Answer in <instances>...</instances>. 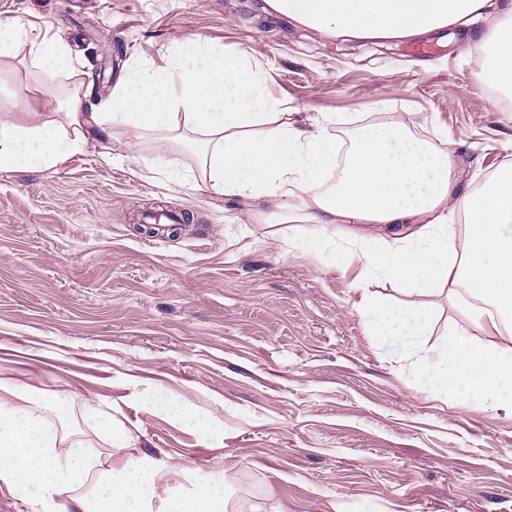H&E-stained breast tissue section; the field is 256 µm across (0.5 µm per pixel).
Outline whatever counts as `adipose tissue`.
<instances>
[{"label":"adipose tissue","mask_w":512,"mask_h":512,"mask_svg":"<svg viewBox=\"0 0 512 512\" xmlns=\"http://www.w3.org/2000/svg\"><path fill=\"white\" fill-rule=\"evenodd\" d=\"M273 10L327 35L365 39L417 36L451 25L485 22L480 47L491 49L486 78L512 92V0H261ZM28 44L35 68H73L68 46L30 36L24 23H0V55ZM268 74L254 55L226 54L201 38L187 39L162 67L127 65L100 111L85 112L78 96L65 101V122L30 113L26 123L0 119V172L58 167L83 152L92 135L128 132L136 145L189 139L216 197L248 202L259 224H386L397 247L352 235L349 254L365 274H381L409 294H442L467 302L490 336L512 337V164L496 168L474 190L461 191L452 149H437L404 124L366 126L356 134L341 177L322 188L329 154L322 130L290 123L268 100ZM464 215L463 248L453 224ZM375 330L411 341L432 321L428 306L396 308L363 292ZM414 377L445 396L512 409V348L475 344L452 333L411 365ZM89 429L68 430L73 415ZM138 438L99 399L80 406L30 385L0 380V483L30 512H229L230 486L194 478L171 488L181 465L142 453ZM116 449L105 463L101 446ZM67 502H60L62 494Z\"/></svg>","instance_id":"obj_1"}]
</instances>
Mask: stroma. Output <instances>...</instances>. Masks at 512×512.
<instances>
[{
    "label": "stroma",
    "mask_w": 512,
    "mask_h": 512,
    "mask_svg": "<svg viewBox=\"0 0 512 512\" xmlns=\"http://www.w3.org/2000/svg\"><path fill=\"white\" fill-rule=\"evenodd\" d=\"M15 19L77 59L51 77L27 45L0 56V117L17 123L74 94L94 111L127 63L164 66L200 37L268 63L269 96L301 127L332 115L329 144L405 122L453 145L465 191L512 164V102L465 53L468 30L386 40L366 62L258 0H0ZM167 158L180 188L120 130L57 168L0 173V378L118 405L144 452L231 481L253 512H512V413L403 374L407 351L359 306L360 262L341 260L347 225L313 244L305 225L252 223L201 190L192 154ZM428 303L427 345L488 342L466 304ZM167 393L216 432L154 411Z\"/></svg>",
    "instance_id": "stroma-1"
}]
</instances>
